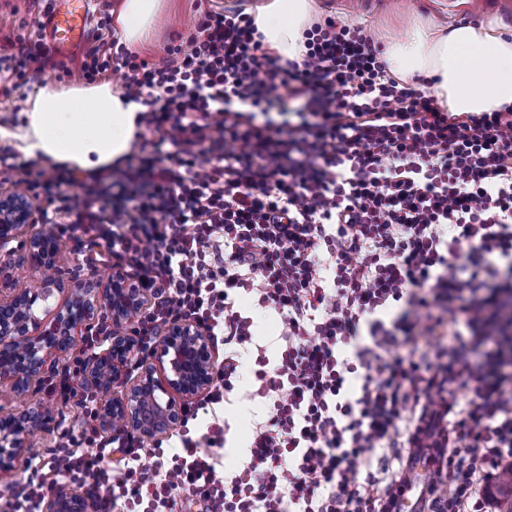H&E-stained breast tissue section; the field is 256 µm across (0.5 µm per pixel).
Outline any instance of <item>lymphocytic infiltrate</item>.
<instances>
[{"label": "lymphocytic infiltrate", "mask_w": 512, "mask_h": 512, "mask_svg": "<svg viewBox=\"0 0 512 512\" xmlns=\"http://www.w3.org/2000/svg\"><path fill=\"white\" fill-rule=\"evenodd\" d=\"M48 56L38 39L0 48V95ZM114 69L152 155L79 199L72 173L7 151L0 176L140 281V349L190 322L223 350L186 418L227 401L246 356L267 415L225 477L217 422L158 469L142 456L162 446L92 427L96 458L59 451L55 472L90 479L94 512L128 498L163 512L186 486L204 512H489L488 486L512 468V106L443 109L429 80L390 76L366 29L331 14L281 59L241 2L199 10L160 62L105 39L80 63L89 84ZM243 293L276 314V359Z\"/></svg>", "instance_id": "obj_1"}]
</instances>
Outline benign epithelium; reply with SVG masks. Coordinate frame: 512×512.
Masks as SVG:
<instances>
[{"label":"benign epithelium","mask_w":512,"mask_h":512,"mask_svg":"<svg viewBox=\"0 0 512 512\" xmlns=\"http://www.w3.org/2000/svg\"><path fill=\"white\" fill-rule=\"evenodd\" d=\"M37 205L26 194L0 191V255L24 228L35 223ZM40 275L35 288H13L0 294V384L16 396H27L31 381L51 364L65 343L93 334L96 320L112 321L109 345L83 363L82 383L95 389H120L104 402L96 421L102 428L117 427L145 441L159 442L183 420L186 406L216 381L217 368L206 333L188 323L167 327L158 342L141 351L134 347L133 323L145 310L147 297L134 279L119 267L106 285L94 273L84 278L67 276L57 259L52 238L37 233L25 243ZM70 289L68 299L50 304L54 293ZM138 373L127 376L128 365ZM50 411L37 405L15 416L0 415V476L32 453L33 435L48 426ZM88 499L75 489L52 487L44 497L43 512H88Z\"/></svg>","instance_id":"1"}]
</instances>
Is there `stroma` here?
<instances>
[{
    "mask_svg": "<svg viewBox=\"0 0 512 512\" xmlns=\"http://www.w3.org/2000/svg\"><path fill=\"white\" fill-rule=\"evenodd\" d=\"M312 3L314 16L335 14L347 23L364 27L381 45L404 37L412 26L427 22L438 27H493L512 37V18L489 4L488 0H340L334 6L325 4L324 0H312ZM195 4L196 0H163L160 22L138 47L141 57L151 61L160 59L178 36L189 35L196 16ZM37 16L38 7L34 0H0V46L16 42L20 37L36 35ZM94 44V37L89 34L80 46L62 54H52L48 60L31 65L29 83L13 92L11 97L0 96V126L14 125L17 121L16 107H27L41 88L82 86L80 62L85 51ZM57 243L61 265L85 273L94 271L103 277L111 273L113 261L101 259V247L93 245L79 249L65 236L58 238ZM85 346V341L80 340L57 352L49 371L32 381L27 399H18L10 386L0 385L1 413H17L26 406L43 403L49 406L53 416L49 429L39 432L35 438L41 450L39 458L19 461L14 472L0 478V512H7L16 491L30 484L48 488L62 483L87 491V484L76 476L58 477L53 471L52 460L54 452L62 448L88 455L96 453V446L90 445L84 435L88 417L70 395L49 390L50 381L58 374L79 370V359ZM251 382L250 368H243L226 407L217 408L212 414L199 413L197 419L187 425L177 426L175 434L163 439V447L176 445L179 434L184 432L193 437L200 435L212 417L217 416L226 419L230 426L224 447L213 451L217 470L227 472L241 463L246 455L243 444L248 429L262 416L261 406L249 397Z\"/></svg>",
    "mask_w": 512,
    "mask_h": 512,
    "instance_id": "1",
    "label": "stroma"
}]
</instances>
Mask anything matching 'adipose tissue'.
I'll list each match as a JSON object with an SVG mask.
<instances>
[{
    "label": "adipose tissue",
    "instance_id": "ef3b65f1",
    "mask_svg": "<svg viewBox=\"0 0 512 512\" xmlns=\"http://www.w3.org/2000/svg\"><path fill=\"white\" fill-rule=\"evenodd\" d=\"M161 0H123L116 28L124 42L141 41L156 25ZM311 0H268L256 26L264 43L285 59L299 58L310 24ZM382 59L402 79L420 75L449 111L491 112L512 105V40L469 25L434 32L415 28L387 43ZM140 104L102 83L89 88L41 90L16 127H0V140L25 157L83 175H105L131 154L143 129Z\"/></svg>",
    "mask_w": 512,
    "mask_h": 512
}]
</instances>
